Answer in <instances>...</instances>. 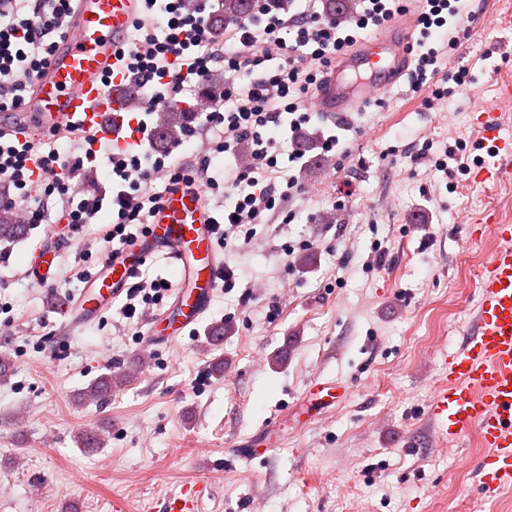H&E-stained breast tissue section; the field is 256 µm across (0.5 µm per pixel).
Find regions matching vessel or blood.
Here are the masks:
<instances>
[{"mask_svg":"<svg viewBox=\"0 0 512 512\" xmlns=\"http://www.w3.org/2000/svg\"><path fill=\"white\" fill-rule=\"evenodd\" d=\"M141 0H76L68 33L59 40L46 68L37 76L25 102L0 114V129L24 134L70 128L94 130L111 139L116 150L139 144L137 120L127 110L126 91L132 83L119 51L140 13ZM411 23L399 24L385 37L351 52L326 76L310 105L336 116L357 110L389 90L405 75L413 40ZM478 146L485 158L470 170L474 180H512V138L501 134L497 105L479 114ZM498 241L477 284L475 323L448 358V382L434 393L432 416L445 427L449 441L476 436L488 453L477 468L475 494L486 498L512 488V224L486 216ZM214 226L201 190L171 187L156 213L151 233L118 256L105 257L75 303L63 312L81 324L100 312L132 281L141 262L156 251H167L178 281L190 283L179 295L178 318L152 324L149 342L174 339L207 310L222 262L214 253ZM58 251L40 246L30 256L35 280H57ZM200 489L186 485L168 497L164 512H198Z\"/></svg>","mask_w":512,"mask_h":512,"instance_id":"b4317fda","label":"vessel or blood"}]
</instances>
